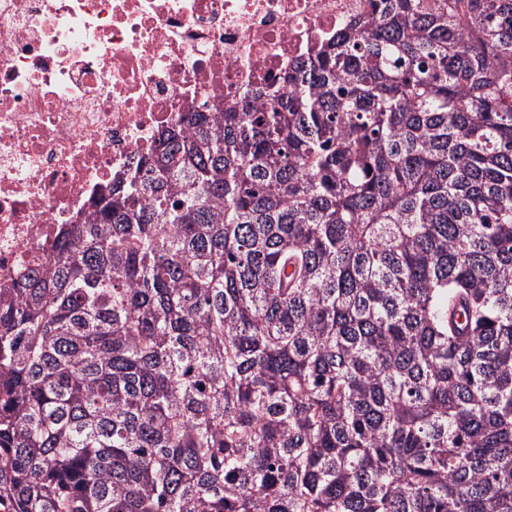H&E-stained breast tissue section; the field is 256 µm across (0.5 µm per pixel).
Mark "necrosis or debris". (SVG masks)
Wrapping results in <instances>:
<instances>
[{"label":"necrosis or debris","instance_id":"obj_1","mask_svg":"<svg viewBox=\"0 0 512 512\" xmlns=\"http://www.w3.org/2000/svg\"><path fill=\"white\" fill-rule=\"evenodd\" d=\"M375 0H0V290L187 112L266 98Z\"/></svg>","mask_w":512,"mask_h":512}]
</instances>
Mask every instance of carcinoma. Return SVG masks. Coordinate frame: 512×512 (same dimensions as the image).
<instances>
[{
	"label": "carcinoma",
	"instance_id": "cac0c4a2",
	"mask_svg": "<svg viewBox=\"0 0 512 512\" xmlns=\"http://www.w3.org/2000/svg\"><path fill=\"white\" fill-rule=\"evenodd\" d=\"M282 83L0 294V509L512 512V0H384Z\"/></svg>",
	"mask_w": 512,
	"mask_h": 512
}]
</instances>
